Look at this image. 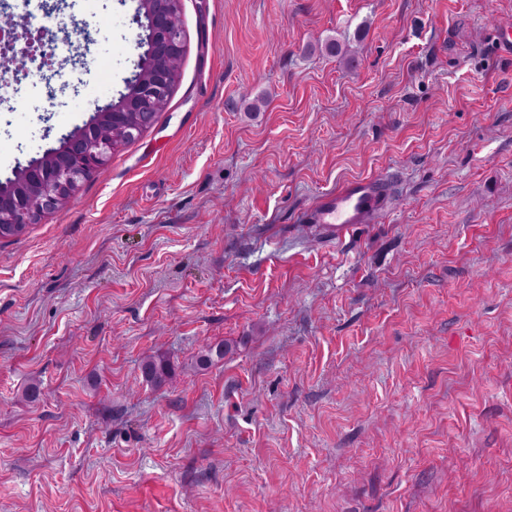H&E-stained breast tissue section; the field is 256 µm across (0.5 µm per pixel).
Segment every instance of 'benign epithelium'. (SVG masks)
Segmentation results:
<instances>
[{"mask_svg": "<svg viewBox=\"0 0 512 512\" xmlns=\"http://www.w3.org/2000/svg\"><path fill=\"white\" fill-rule=\"evenodd\" d=\"M145 28L146 50L126 94L95 110L82 128L62 138L0 187V231L16 233L70 203L77 185L95 174L120 144L140 136L166 107L186 48L180 0H137L133 17Z\"/></svg>", "mask_w": 512, "mask_h": 512, "instance_id": "obj_1", "label": "benign epithelium"}]
</instances>
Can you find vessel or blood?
<instances>
[{"label":"vessel or blood","mask_w":512,"mask_h":512,"mask_svg":"<svg viewBox=\"0 0 512 512\" xmlns=\"http://www.w3.org/2000/svg\"><path fill=\"white\" fill-rule=\"evenodd\" d=\"M391 191L388 179L357 177L321 194L304 213V221L321 228L329 239L345 236L354 226L368 224L388 212Z\"/></svg>","instance_id":"1"}]
</instances>
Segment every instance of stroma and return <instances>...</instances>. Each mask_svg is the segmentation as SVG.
<instances>
[{"instance_id": "35a3bbf8", "label": "stroma", "mask_w": 512, "mask_h": 512, "mask_svg": "<svg viewBox=\"0 0 512 512\" xmlns=\"http://www.w3.org/2000/svg\"><path fill=\"white\" fill-rule=\"evenodd\" d=\"M181 5L154 124L0 240V512H512V0ZM136 6L65 0L0 182L117 99ZM374 174L377 222L298 223Z\"/></svg>"}]
</instances>
